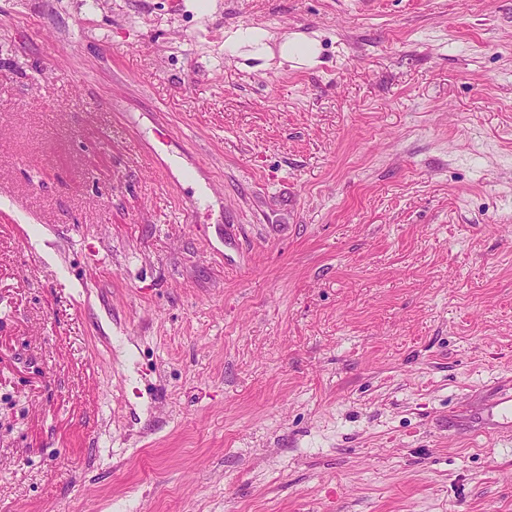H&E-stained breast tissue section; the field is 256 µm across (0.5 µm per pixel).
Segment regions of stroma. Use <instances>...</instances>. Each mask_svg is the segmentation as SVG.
<instances>
[{
  "instance_id": "1",
  "label": "stroma",
  "mask_w": 512,
  "mask_h": 512,
  "mask_svg": "<svg viewBox=\"0 0 512 512\" xmlns=\"http://www.w3.org/2000/svg\"><path fill=\"white\" fill-rule=\"evenodd\" d=\"M197 2L0 0V512H512V0ZM267 32L260 27H249L236 31L231 40L237 46H249L250 54L257 57H263L269 52L267 45ZM316 52V47L311 42L288 35L280 45V55L285 61L311 62ZM477 433L493 437L512 431V385L502 382L484 404L477 417Z\"/></svg>"
}]
</instances>
